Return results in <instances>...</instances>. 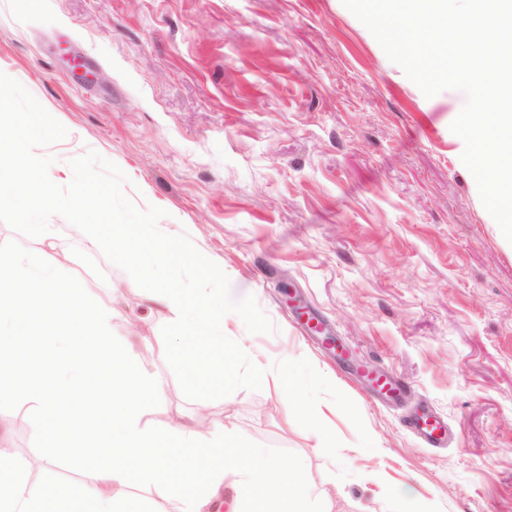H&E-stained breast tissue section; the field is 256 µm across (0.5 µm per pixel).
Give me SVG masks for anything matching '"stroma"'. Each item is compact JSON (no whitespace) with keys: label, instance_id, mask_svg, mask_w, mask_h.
I'll return each mask as SVG.
<instances>
[{"label":"stroma","instance_id":"stroma-1","mask_svg":"<svg viewBox=\"0 0 512 512\" xmlns=\"http://www.w3.org/2000/svg\"><path fill=\"white\" fill-rule=\"evenodd\" d=\"M0 72L69 137L58 165L96 151L127 175L139 209L187 233L274 325L250 335L270 362L307 358L357 405L375 447L344 414L338 459L288 416L272 380L187 399L165 358L167 315L130 276L59 227L64 272L102 303L120 341L168 395L147 420L212 422L299 455L331 512H512V243L484 208L450 125L461 92L428 98L342 0H0ZM325 322L303 326L298 306ZM405 381L384 400L328 351ZM432 414V448L409 417ZM27 407L0 413L6 448L36 458ZM350 472L338 479L339 468Z\"/></svg>","mask_w":512,"mask_h":512}]
</instances>
